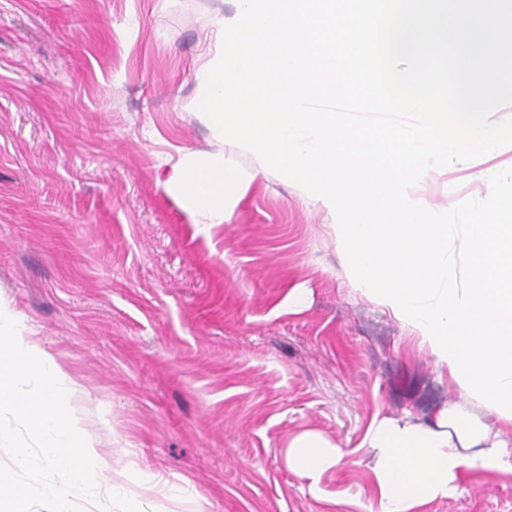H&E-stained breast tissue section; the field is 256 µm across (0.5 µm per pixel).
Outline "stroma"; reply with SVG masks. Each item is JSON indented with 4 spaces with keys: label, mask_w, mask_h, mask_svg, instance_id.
<instances>
[{
    "label": "stroma",
    "mask_w": 512,
    "mask_h": 512,
    "mask_svg": "<svg viewBox=\"0 0 512 512\" xmlns=\"http://www.w3.org/2000/svg\"><path fill=\"white\" fill-rule=\"evenodd\" d=\"M234 0H0V304L77 384L97 477L162 476L164 512H378L374 418L436 425L461 394L349 277L334 217L223 138L198 105ZM220 159L231 215L196 223L176 168ZM512 167V145L432 174L448 211ZM341 448L310 485L285 450ZM428 512H512V474L472 472Z\"/></svg>",
    "instance_id": "35a3bbf8"
}]
</instances>
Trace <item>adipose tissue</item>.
Returning a JSON list of instances; mask_svg holds the SVG:
<instances>
[{
	"label": "adipose tissue",
	"instance_id": "obj_1",
	"mask_svg": "<svg viewBox=\"0 0 512 512\" xmlns=\"http://www.w3.org/2000/svg\"><path fill=\"white\" fill-rule=\"evenodd\" d=\"M232 170L215 160L189 164L170 179L169 188L191 207L195 217L210 224L225 221ZM445 428L412 423L406 418H374L362 443L372 458L380 512H423L432 501L454 494L474 467L512 473V461L491 442L488 425L448 411ZM341 448L314 432L291 440L286 463L300 477L317 482L339 465Z\"/></svg>",
	"mask_w": 512,
	"mask_h": 512
}]
</instances>
